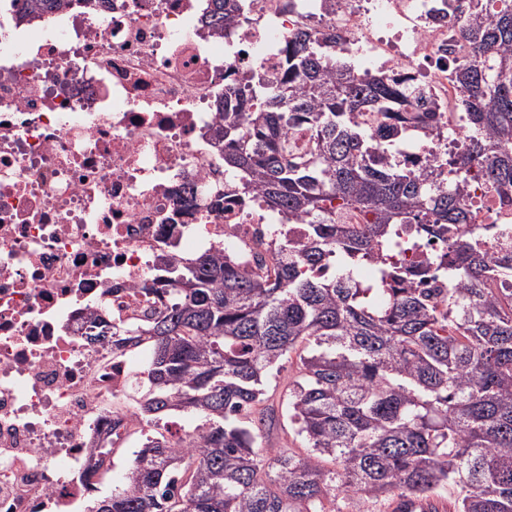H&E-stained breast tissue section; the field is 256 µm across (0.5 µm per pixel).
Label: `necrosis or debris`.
<instances>
[{
  "label": "necrosis or debris",
  "mask_w": 512,
  "mask_h": 512,
  "mask_svg": "<svg viewBox=\"0 0 512 512\" xmlns=\"http://www.w3.org/2000/svg\"><path fill=\"white\" fill-rule=\"evenodd\" d=\"M247 2L217 30L212 0H0V512H86L134 446L132 370L88 342L96 312L142 319L162 259L251 269L302 240L224 169L225 84L275 81L294 35H332L337 61L420 84L436 127L402 150L413 168L464 145L451 66L476 0Z\"/></svg>",
  "instance_id": "1"
}]
</instances>
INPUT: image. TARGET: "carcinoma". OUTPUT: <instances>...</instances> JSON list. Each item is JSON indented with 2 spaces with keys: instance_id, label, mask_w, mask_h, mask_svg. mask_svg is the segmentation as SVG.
<instances>
[{
  "instance_id": "1",
  "label": "carcinoma",
  "mask_w": 512,
  "mask_h": 512,
  "mask_svg": "<svg viewBox=\"0 0 512 512\" xmlns=\"http://www.w3.org/2000/svg\"><path fill=\"white\" fill-rule=\"evenodd\" d=\"M212 5L218 27L246 8ZM461 27L473 52L452 77L467 133L444 185L428 179L442 166L416 172L395 157L405 129L432 125L415 88L331 71L334 38L297 36L277 88L251 80L218 101L224 168L243 194L305 221L306 239L279 243L255 270L211 253L170 261L166 287L148 289L164 307L145 324H107L112 353L149 350L148 430L124 481L89 512H333L339 496L439 512L443 485L457 490L448 512H512V251L483 248L506 227L473 232L464 203L475 170L512 207V0ZM376 108L389 124L372 132L358 117ZM300 124L313 139L304 154L288 142ZM332 208H356L363 223L338 224ZM411 228L446 244L436 267L387 264ZM439 275L448 287H418ZM295 351L288 419L302 455L260 447L252 419H273L266 378ZM184 410L204 423L194 447L175 449L158 429Z\"/></svg>"
}]
</instances>
